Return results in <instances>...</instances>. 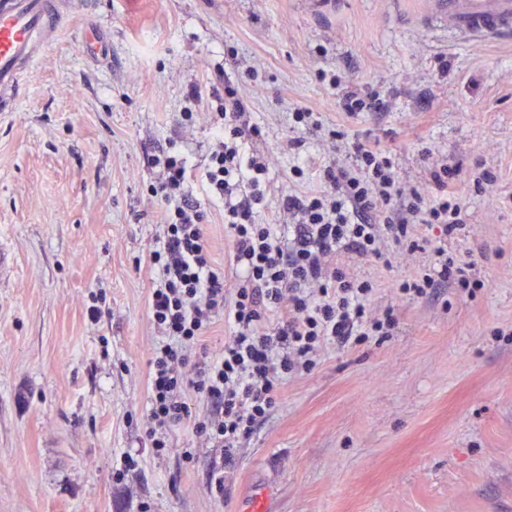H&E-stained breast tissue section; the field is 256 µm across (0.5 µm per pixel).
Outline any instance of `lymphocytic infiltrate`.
I'll use <instances>...</instances> for the list:
<instances>
[{"label":"lymphocytic infiltrate","mask_w":512,"mask_h":512,"mask_svg":"<svg viewBox=\"0 0 512 512\" xmlns=\"http://www.w3.org/2000/svg\"><path fill=\"white\" fill-rule=\"evenodd\" d=\"M246 113L236 91L225 88L224 133L205 171L211 193L224 201L228 266L212 258L201 205L187 190L183 157L163 152L149 158L160 170L151 193L165 209L150 254L157 273L149 312L160 339L149 362L146 435L160 451L175 427L191 428L221 449L228 468L241 440L264 424L290 376L310 370L327 346L345 348L393 326L392 317L371 309V281L337 267V257L384 263L388 243L418 250L416 225H441L448 238L464 227L463 205L453 190L457 168L433 167L431 192L407 188L388 149L347 141L341 131L331 137L354 165L328 162L319 171L322 190L281 195V209L294 219L288 232L261 223L269 161L245 152L259 134ZM431 252L428 273L398 282L397 297L436 296L450 284L473 288L464 265L443 246ZM219 317L224 347L213 354L201 342ZM192 392L206 401V417L193 410Z\"/></svg>","instance_id":"f902f5d3"}]
</instances>
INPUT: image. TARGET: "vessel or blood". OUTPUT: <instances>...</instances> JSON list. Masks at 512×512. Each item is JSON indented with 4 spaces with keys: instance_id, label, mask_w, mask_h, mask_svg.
Instances as JSON below:
<instances>
[{
    "instance_id": "obj_1",
    "label": "vessel or blood",
    "mask_w": 512,
    "mask_h": 512,
    "mask_svg": "<svg viewBox=\"0 0 512 512\" xmlns=\"http://www.w3.org/2000/svg\"><path fill=\"white\" fill-rule=\"evenodd\" d=\"M450 25L481 40L512 37V0H433ZM62 23L55 0H0V104L13 107L27 72Z\"/></svg>"
}]
</instances>
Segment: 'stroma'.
<instances>
[{
	"instance_id": "35a3bbf8",
	"label": "stroma",
	"mask_w": 512,
	"mask_h": 512,
	"mask_svg": "<svg viewBox=\"0 0 512 512\" xmlns=\"http://www.w3.org/2000/svg\"><path fill=\"white\" fill-rule=\"evenodd\" d=\"M62 10L24 95L0 112V512H512V41L471 40L428 0ZM90 35L102 54L84 52ZM228 81L272 159L264 223H287L280 195L320 190L316 168L334 157L324 131L339 127L389 149L405 186L428 191L432 165L458 167L467 220L448 254L484 282L401 299L396 282L429 255L351 261L394 329L290 378L230 471L189 429L158 453L145 437L149 255L164 209L146 157L171 144L186 157L213 257L227 262L224 203L202 174ZM350 87L377 90L383 108L342 112ZM300 107L321 129L295 123ZM485 170L495 179L482 184ZM127 453L137 465L125 472Z\"/></svg>"
}]
</instances>
